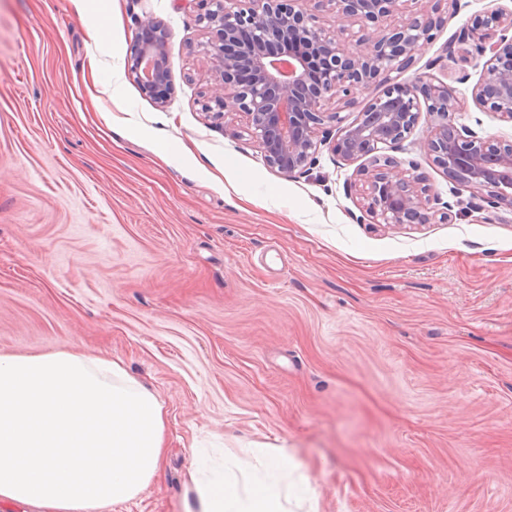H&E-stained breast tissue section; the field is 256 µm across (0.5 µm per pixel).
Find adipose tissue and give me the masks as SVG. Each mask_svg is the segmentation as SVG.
Returning <instances> with one entry per match:
<instances>
[{"mask_svg":"<svg viewBox=\"0 0 512 512\" xmlns=\"http://www.w3.org/2000/svg\"><path fill=\"white\" fill-rule=\"evenodd\" d=\"M157 396L115 361L77 351L0 354V503L108 512L155 482L166 455ZM196 459L179 512H318L284 449L257 473Z\"/></svg>","mask_w":512,"mask_h":512,"instance_id":"obj_1","label":"adipose tissue"}]
</instances>
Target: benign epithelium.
Returning a JSON list of instances; mask_svg holds the SVG:
<instances>
[{
  "mask_svg": "<svg viewBox=\"0 0 512 512\" xmlns=\"http://www.w3.org/2000/svg\"><path fill=\"white\" fill-rule=\"evenodd\" d=\"M201 2L206 10L198 21L215 27L203 49L220 84L203 110H221L224 101H233L269 168L287 176L302 172L326 145L346 164L366 160L349 188L376 223L430 224L446 213H438L439 198L429 194L426 175L414 164L404 174L393 157L379 154L382 146L398 148L423 120V148L448 179L473 189L489 207L512 212V143L456 126L458 101L444 83H388V73L410 67L420 43L443 24L437 6L399 17L364 54L318 25L316 12L334 6L345 22L359 26L363 39L398 13L401 0ZM169 38L159 21L141 20L128 60L142 92L160 104L172 88ZM456 41L484 58L472 88L476 104L512 122V9L474 17ZM381 85L385 89L354 122L333 136H318L322 125L340 120L341 108L358 105L360 94Z\"/></svg>",
  "mask_w": 512,
  "mask_h": 512,
  "instance_id": "1",
  "label": "benign epithelium"
}]
</instances>
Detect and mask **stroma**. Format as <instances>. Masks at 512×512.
I'll list each match as a JSON object with an SVG mask.
<instances>
[{
	"mask_svg": "<svg viewBox=\"0 0 512 512\" xmlns=\"http://www.w3.org/2000/svg\"><path fill=\"white\" fill-rule=\"evenodd\" d=\"M498 7L441 0L389 78L447 83L456 124L512 142L472 98L481 60L441 56ZM200 11L0 0V354L109 357L158 397L162 476L110 512H177L193 443L245 465L285 449L318 512H512V213L477 209L422 123L394 156L446 220L374 223L325 148L306 173L269 168L241 115L202 109ZM145 17L170 32L163 105L127 69Z\"/></svg>",
	"mask_w": 512,
	"mask_h": 512,
	"instance_id": "obj_1",
	"label": "stroma"
}]
</instances>
